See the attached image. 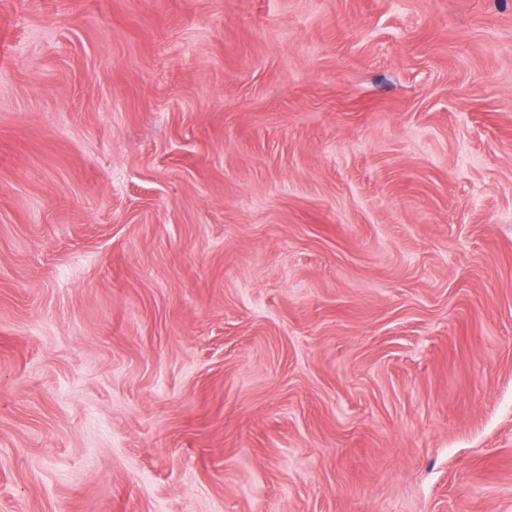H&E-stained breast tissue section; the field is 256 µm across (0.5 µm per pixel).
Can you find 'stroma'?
Here are the masks:
<instances>
[{
	"mask_svg": "<svg viewBox=\"0 0 512 512\" xmlns=\"http://www.w3.org/2000/svg\"><path fill=\"white\" fill-rule=\"evenodd\" d=\"M0 512H512V0H0Z\"/></svg>",
	"mask_w": 512,
	"mask_h": 512,
	"instance_id": "obj_1",
	"label": "stroma"
}]
</instances>
